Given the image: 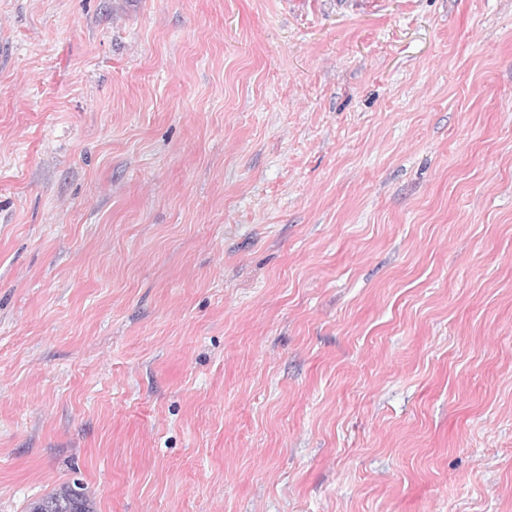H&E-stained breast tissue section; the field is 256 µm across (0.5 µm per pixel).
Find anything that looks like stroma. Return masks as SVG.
Listing matches in <instances>:
<instances>
[{
  "label": "stroma",
  "instance_id": "obj_1",
  "mask_svg": "<svg viewBox=\"0 0 512 512\" xmlns=\"http://www.w3.org/2000/svg\"><path fill=\"white\" fill-rule=\"evenodd\" d=\"M512 512V0H0V512ZM73 500L76 501L80 505V511L78 512H95L94 510V504L92 500L88 497V495L85 492V488L80 487L79 485H62L60 488L52 490L51 492L45 494L38 500L31 502L27 505L26 511L31 512L30 510L33 509V504L37 501L41 500H57L65 502L66 500Z\"/></svg>",
  "mask_w": 512,
  "mask_h": 512
}]
</instances>
